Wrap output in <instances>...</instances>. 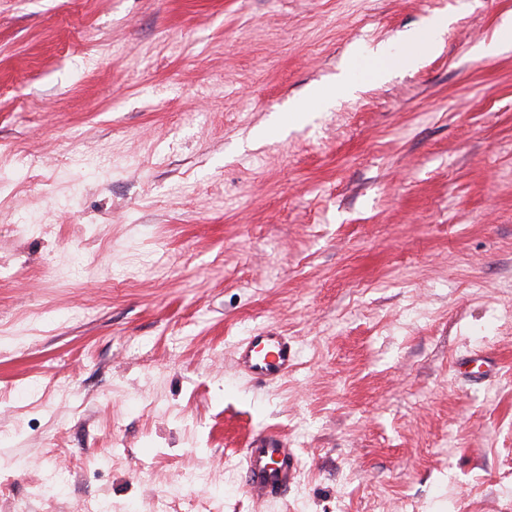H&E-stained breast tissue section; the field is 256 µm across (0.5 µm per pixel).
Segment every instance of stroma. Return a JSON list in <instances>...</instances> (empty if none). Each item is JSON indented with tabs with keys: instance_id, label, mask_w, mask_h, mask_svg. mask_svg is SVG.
<instances>
[{
	"instance_id": "35a3bbf8",
	"label": "stroma",
	"mask_w": 512,
	"mask_h": 512,
	"mask_svg": "<svg viewBox=\"0 0 512 512\" xmlns=\"http://www.w3.org/2000/svg\"><path fill=\"white\" fill-rule=\"evenodd\" d=\"M437 12L418 70L272 128ZM509 15L0 0V512H161L191 472L177 512H512V50L476 52ZM264 326L273 386L233 361ZM262 430L299 459L273 501ZM297 350L277 329H264L248 336L236 349V365L248 378L272 384L294 368ZM244 484L256 498H274L295 483L298 459L288 440L273 431L252 436L244 453Z\"/></svg>"
}]
</instances>
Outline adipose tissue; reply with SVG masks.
Here are the masks:
<instances>
[{
	"instance_id": "ef3b65f1",
	"label": "adipose tissue",
	"mask_w": 512,
	"mask_h": 512,
	"mask_svg": "<svg viewBox=\"0 0 512 512\" xmlns=\"http://www.w3.org/2000/svg\"><path fill=\"white\" fill-rule=\"evenodd\" d=\"M449 23L448 15L440 13L429 17L419 29L391 43L374 47L353 46L338 73L309 97L290 101L287 109L277 115L276 125L283 129L297 125L304 121L308 112L330 108L339 98L354 94L365 82L361 71L369 62L378 64L373 73L377 79L418 68L425 56L438 50Z\"/></svg>"
}]
</instances>
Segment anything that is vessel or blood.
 <instances>
[{
	"label": "vessel or blood",
	"instance_id": "1",
	"mask_svg": "<svg viewBox=\"0 0 512 512\" xmlns=\"http://www.w3.org/2000/svg\"><path fill=\"white\" fill-rule=\"evenodd\" d=\"M297 351L287 336L264 329L242 341L236 349L238 369L253 381L271 384L294 368ZM244 484L260 499L283 495L294 484L298 459L287 439L273 431L252 436L244 453Z\"/></svg>",
	"mask_w": 512,
	"mask_h": 512
}]
</instances>
